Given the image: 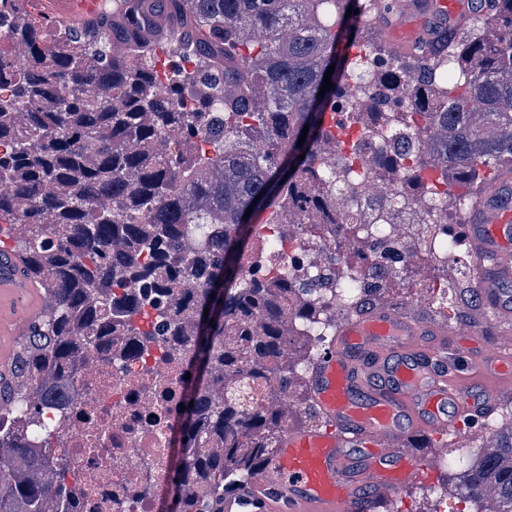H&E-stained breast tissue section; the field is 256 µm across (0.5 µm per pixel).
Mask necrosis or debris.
I'll use <instances>...</instances> for the list:
<instances>
[{
    "mask_svg": "<svg viewBox=\"0 0 512 512\" xmlns=\"http://www.w3.org/2000/svg\"><path fill=\"white\" fill-rule=\"evenodd\" d=\"M275 230L286 240L288 266L299 281L332 280L355 266L345 254L328 263L322 247L295 225ZM127 342L113 337V361L96 362L90 372L78 367L71 380L83 399L63 410L64 436L54 451L69 459L71 478L91 483L77 512H158L159 501L175 492L170 438L184 394L182 369L171 366L161 345L120 356Z\"/></svg>",
    "mask_w": 512,
    "mask_h": 512,
    "instance_id": "1",
    "label": "necrosis or debris"
}]
</instances>
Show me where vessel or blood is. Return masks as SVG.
Instances as JSON below:
<instances>
[{
  "label": "vessel or blood",
  "mask_w": 512,
  "mask_h": 512,
  "mask_svg": "<svg viewBox=\"0 0 512 512\" xmlns=\"http://www.w3.org/2000/svg\"><path fill=\"white\" fill-rule=\"evenodd\" d=\"M100 0H28L31 20L81 27ZM455 27L471 19L464 0H405L394 23L368 28L409 54L426 42L429 20ZM476 278L484 307L512 318V176L494 180L468 216ZM43 306L41 286L19 261L0 269V337L22 335ZM311 401L323 419L308 429L284 428L261 471L225 497L223 512H373L398 488L427 479L407 451L409 437L456 434L462 420L490 417L512 398V339L488 351L470 328L451 327L379 307L340 322L313 363Z\"/></svg>",
  "instance_id": "1"
}]
</instances>
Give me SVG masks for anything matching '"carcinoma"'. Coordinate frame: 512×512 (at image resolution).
Wrapping results in <instances>:
<instances>
[{
  "label": "carcinoma",
  "mask_w": 512,
  "mask_h": 512,
  "mask_svg": "<svg viewBox=\"0 0 512 512\" xmlns=\"http://www.w3.org/2000/svg\"><path fill=\"white\" fill-rule=\"evenodd\" d=\"M363 5L112 0L101 32L77 31L51 53L24 10L0 16V265L21 257L50 297L9 379L0 375V512H75L82 487L50 454L62 430L47 411L70 401L64 380L78 356L112 359L114 336L139 337L135 354L161 340L175 363L194 344L184 372L198 396L173 444L179 455L187 443L192 460L176 459L170 512H221L276 448V401L303 390L336 304H373L355 270L301 288L286 266L246 269L256 249L285 247L278 233L259 237L253 216L295 213L307 238L328 236L333 252L364 262L373 253L357 225L384 244L421 202L420 237L448 223V196L472 204L480 169L512 162V0H470V24L433 25L418 56L382 52L361 15L345 17ZM178 16L184 40L160 69L151 37ZM331 65L333 87L320 95ZM342 104L368 112L354 134ZM374 140L385 146L364 160L373 178L360 193L346 173ZM339 194L343 222L329 227ZM456 247L445 232L421 253L440 262ZM264 391L275 403L259 408ZM494 437L451 473L474 512H512V424Z\"/></svg>",
  "instance_id": "1"
}]
</instances>
